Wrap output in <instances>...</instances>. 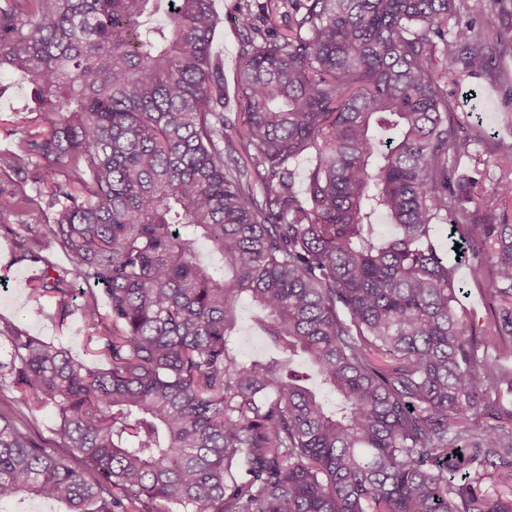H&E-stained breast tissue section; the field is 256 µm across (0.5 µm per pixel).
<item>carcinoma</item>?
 I'll list each match as a JSON object with an SVG mask.
<instances>
[{"mask_svg":"<svg viewBox=\"0 0 512 512\" xmlns=\"http://www.w3.org/2000/svg\"><path fill=\"white\" fill-rule=\"evenodd\" d=\"M500 2L236 0L229 112L214 0H0V71L34 102L5 163L56 174L14 261L68 256L31 294L64 316L82 280L104 361L0 321V505L512 512V169L482 202L448 176L482 137L451 138L448 81L512 44L479 22ZM37 210L26 181L0 191V227ZM450 215L489 277L481 325L433 242ZM243 298L275 357L240 358Z\"/></svg>","mask_w":512,"mask_h":512,"instance_id":"obj_1","label":"carcinoma"}]
</instances>
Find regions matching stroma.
<instances>
[{
	"label": "stroma",
	"instance_id": "obj_1",
	"mask_svg": "<svg viewBox=\"0 0 512 512\" xmlns=\"http://www.w3.org/2000/svg\"><path fill=\"white\" fill-rule=\"evenodd\" d=\"M236 0H215L221 21L214 34L212 50L224 62V86L229 99H236V74L243 62V50L238 22L235 18ZM448 96L455 105L454 121L465 127L478 128L483 140L471 144L463 154L450 155L448 166L452 180L473 176L479 179L480 194H488L504 166L503 146L512 145V48L497 55L493 74L463 76L449 84ZM45 214L13 217L8 229L0 230V317L13 320L31 335L66 349L78 358H86L85 338L88 329L78 311L83 301L81 292H74V309L66 320H59L53 298L37 300L29 296V283L40 273L39 268L11 264L15 246L14 230L24 224H41ZM448 227L436 226L434 240L447 250L450 264L456 267V283L463 291L462 301L473 323L484 322L490 314V296L486 280L476 278L468 250H449Z\"/></svg>",
	"mask_w": 512,
	"mask_h": 512
}]
</instances>
